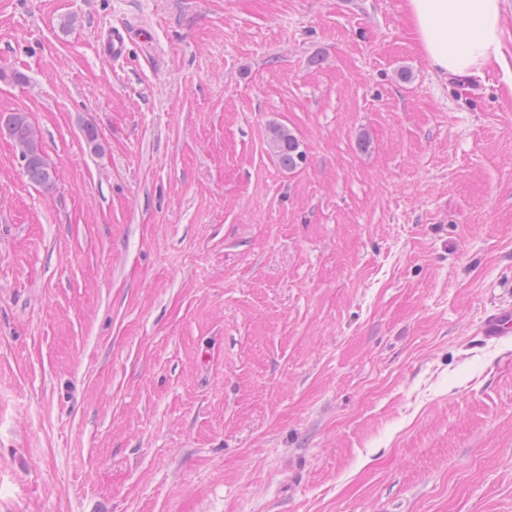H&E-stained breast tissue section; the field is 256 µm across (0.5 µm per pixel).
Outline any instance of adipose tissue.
Returning a JSON list of instances; mask_svg holds the SVG:
<instances>
[{"mask_svg": "<svg viewBox=\"0 0 512 512\" xmlns=\"http://www.w3.org/2000/svg\"><path fill=\"white\" fill-rule=\"evenodd\" d=\"M418 46L438 73L483 77L502 57L504 0H405Z\"/></svg>", "mask_w": 512, "mask_h": 512, "instance_id": "ef3b65f1", "label": "adipose tissue"}]
</instances>
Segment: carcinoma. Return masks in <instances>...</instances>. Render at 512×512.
I'll list each match as a JSON object with an SVG mask.
<instances>
[{"instance_id":"1","label":"carcinoma","mask_w":512,"mask_h":512,"mask_svg":"<svg viewBox=\"0 0 512 512\" xmlns=\"http://www.w3.org/2000/svg\"><path fill=\"white\" fill-rule=\"evenodd\" d=\"M15 145L24 175L29 181L49 191L57 184L56 172L42 148L40 136L24 112L0 113V136ZM270 146L278 164L287 170L298 168L305 160L298 138L286 127L271 128Z\"/></svg>"}]
</instances>
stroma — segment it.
<instances>
[{
    "mask_svg": "<svg viewBox=\"0 0 512 512\" xmlns=\"http://www.w3.org/2000/svg\"><path fill=\"white\" fill-rule=\"evenodd\" d=\"M0 111L59 178L0 139V512H512L500 66L404 0H0ZM127 35L125 31L112 29L100 41V51L106 58L119 60L127 52ZM14 143L24 175L29 181L43 189L52 190L56 184V172L50 165L42 148L40 136L24 112L0 113V137ZM270 146L278 164L287 170L298 168L305 160L298 138L286 127L278 125L271 128ZM510 329H512V307L506 306L497 309L485 319L480 333L485 340H496L507 336Z\"/></svg>",
    "mask_w": 512,
    "mask_h": 512,
    "instance_id": "obj_1",
    "label": "stroma"
}]
</instances>
